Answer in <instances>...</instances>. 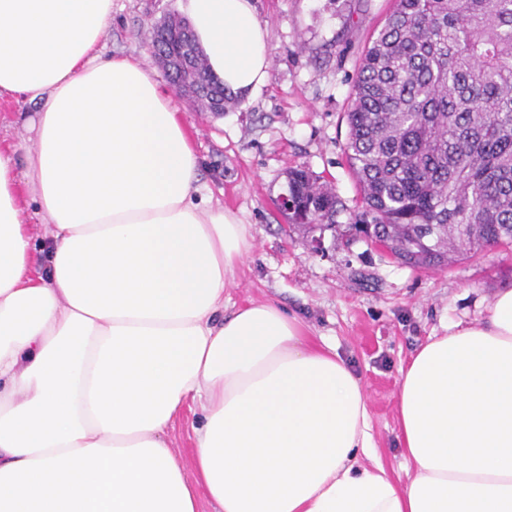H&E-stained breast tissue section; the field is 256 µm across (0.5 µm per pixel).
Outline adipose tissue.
I'll return each mask as SVG.
<instances>
[{
	"label": "adipose tissue",
	"mask_w": 512,
	"mask_h": 512,
	"mask_svg": "<svg viewBox=\"0 0 512 512\" xmlns=\"http://www.w3.org/2000/svg\"><path fill=\"white\" fill-rule=\"evenodd\" d=\"M178 7L226 90L266 85L254 0ZM111 22L112 0H0V97L37 108L0 147V512H512V288L400 367L398 485L335 346L272 303L225 315L248 227L198 199L173 98L102 53ZM192 406L191 481L167 430Z\"/></svg>",
	"instance_id": "1"
}]
</instances>
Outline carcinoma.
Wrapping results in <instances>:
<instances>
[{"mask_svg": "<svg viewBox=\"0 0 512 512\" xmlns=\"http://www.w3.org/2000/svg\"><path fill=\"white\" fill-rule=\"evenodd\" d=\"M345 155L364 209L332 221L331 189L288 171V196L338 237L360 226L417 269L512 244V0H394L366 50Z\"/></svg>", "mask_w": 512, "mask_h": 512, "instance_id": "cac0c4a2", "label": "carcinoma"}]
</instances>
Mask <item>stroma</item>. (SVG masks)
I'll return each instance as SVG.
<instances>
[{
  "label": "stroma",
  "instance_id": "1",
  "mask_svg": "<svg viewBox=\"0 0 512 512\" xmlns=\"http://www.w3.org/2000/svg\"><path fill=\"white\" fill-rule=\"evenodd\" d=\"M268 24L272 64L265 86L223 117L174 103L201 159L199 185L249 226L250 252L225 298L227 311L271 302L303 324L312 341L335 345L370 397L378 457L393 480L409 479L397 427V381L409 354L445 325L482 319L512 288V250L492 249L434 271L396 263L364 240L326 236L325 252L285 229L277 200L287 172L303 168L327 184L335 223H353L360 188L345 156L346 114L364 51L393 0H256ZM177 0H112L106 54L149 62L151 28Z\"/></svg>",
  "mask_w": 512,
  "mask_h": 512
}]
</instances>
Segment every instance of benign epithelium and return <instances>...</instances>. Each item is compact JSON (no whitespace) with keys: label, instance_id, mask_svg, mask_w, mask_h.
Wrapping results in <instances>:
<instances>
[{"label":"benign epithelium","instance_id":"benign-epithelium-1","mask_svg":"<svg viewBox=\"0 0 512 512\" xmlns=\"http://www.w3.org/2000/svg\"><path fill=\"white\" fill-rule=\"evenodd\" d=\"M171 35L151 44V55L164 73L178 76L174 83L176 93L189 100H197L200 96H208V100L201 103L205 111L214 117L224 115V97L216 94H206L205 88L213 86L204 72V68H192L183 44L190 42L192 29L189 22L180 17L166 25Z\"/></svg>","mask_w":512,"mask_h":512}]
</instances>
